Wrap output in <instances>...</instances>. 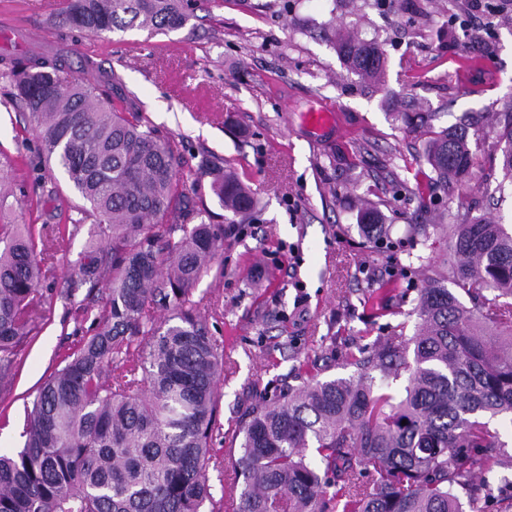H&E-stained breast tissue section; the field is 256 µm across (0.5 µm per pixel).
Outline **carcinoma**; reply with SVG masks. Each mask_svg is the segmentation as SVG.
Listing matches in <instances>:
<instances>
[{"instance_id": "obj_1", "label": "carcinoma", "mask_w": 512, "mask_h": 512, "mask_svg": "<svg viewBox=\"0 0 512 512\" xmlns=\"http://www.w3.org/2000/svg\"><path fill=\"white\" fill-rule=\"evenodd\" d=\"M183 2L62 0L59 19L86 35L165 33L188 20ZM328 32L350 71L383 81L378 42L333 23ZM0 77L33 122L39 154L83 200L73 228L94 218L63 293L107 288L96 329L36 391L23 447L0 455V512H202L209 470L222 471L210 443L221 430L224 351L191 296L224 234L203 219L186 224L178 148L139 113L104 100L111 76L91 65L75 76L64 58L42 55L1 56ZM498 125L503 180L512 183V111L498 113ZM474 129L467 118L429 138L424 161L436 184L468 177ZM201 166L224 209L257 219L253 193L233 171L208 158ZM5 210L0 192V379L43 309L39 284L67 232L39 240L33 225L4 221ZM159 217L179 239L156 232ZM362 222L373 242L390 238L375 209ZM409 228L421 245L428 230L443 233L449 254L405 313L413 334L403 322L344 352L350 377L289 387L250 408L230 486L243 483L237 512H486L493 492L476 472L506 455L494 420L512 421V230L462 216ZM160 310L173 312L164 329ZM403 376L399 392L393 382Z\"/></svg>"}]
</instances>
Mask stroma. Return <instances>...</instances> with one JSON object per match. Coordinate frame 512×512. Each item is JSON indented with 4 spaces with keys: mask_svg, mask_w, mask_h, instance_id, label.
Instances as JSON below:
<instances>
[{
    "mask_svg": "<svg viewBox=\"0 0 512 512\" xmlns=\"http://www.w3.org/2000/svg\"><path fill=\"white\" fill-rule=\"evenodd\" d=\"M494 13H473V0H188L178 30L87 36L60 26V0H0V55L68 57L73 71L97 63L119 79L118 91L144 121L181 153L185 192L207 222L224 227V248L192 300L224 349L218 402L221 431L211 445L223 463L210 471L204 512H232L226 488L240 455L241 417L256 399L285 386L349 376L344 343L375 339L402 322L423 286L411 257L409 224H430L437 212L492 217L512 225V187L496 159L495 113L512 105V0H491ZM470 17L468 29L450 16ZM361 30L387 53V76L363 84L338 57L322 28ZM0 80V171L14 190L9 219L54 234L80 199L70 189L36 202L38 182H62L37 154L28 117ZM424 106L435 130L464 113L482 118L469 180L428 186L422 147L427 135L400 120ZM336 111L333 126L315 131L314 110ZM209 156L233 170L257 200L248 223L225 211L199 169ZM370 201L392 227L390 248L362 232L360 203ZM81 225L42 281L45 316L18 351L13 375L0 386V453L23 446L21 433L36 390L93 324L82 303L100 309L101 289L61 295L59 280L89 236Z\"/></svg>",
    "mask_w": 512,
    "mask_h": 512,
    "instance_id": "obj_1",
    "label": "stroma"
}]
</instances>
